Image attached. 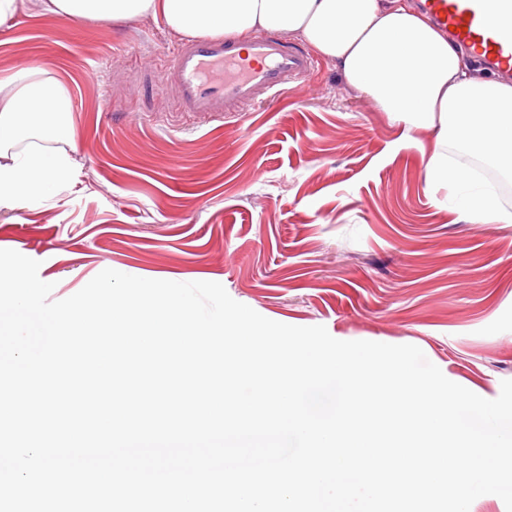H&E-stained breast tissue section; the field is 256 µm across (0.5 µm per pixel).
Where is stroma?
I'll return each instance as SVG.
<instances>
[{"instance_id": "35a3bbf8", "label": "stroma", "mask_w": 512, "mask_h": 512, "mask_svg": "<svg viewBox=\"0 0 512 512\" xmlns=\"http://www.w3.org/2000/svg\"><path fill=\"white\" fill-rule=\"evenodd\" d=\"M17 0L0 83L64 82L77 165L34 211L0 210V249L40 261L51 300L104 269L210 281L262 316L341 341L412 344L497 398L512 379V223L474 224L421 149L328 61L310 88L203 117L161 66L182 36L145 15L78 23Z\"/></svg>"}]
</instances>
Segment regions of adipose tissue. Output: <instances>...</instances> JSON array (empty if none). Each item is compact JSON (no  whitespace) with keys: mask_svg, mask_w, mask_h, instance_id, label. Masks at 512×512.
<instances>
[{"mask_svg":"<svg viewBox=\"0 0 512 512\" xmlns=\"http://www.w3.org/2000/svg\"><path fill=\"white\" fill-rule=\"evenodd\" d=\"M46 12L76 21L123 23L161 18L187 36L243 41L264 30L302 37L346 82L368 97L417 147L416 131H435L426 173L446 185L457 211L474 224H511L507 196L474 180L449 178L463 149L480 155L497 184L512 182V83L474 78L462 48L406 0H42ZM43 146H13L28 137ZM68 88L16 75L0 97V210L34 209L58 193L76 161L59 142L75 143Z\"/></svg>","mask_w":512,"mask_h":512,"instance_id":"adipose-tissue-1","label":"adipose tissue"}]
</instances>
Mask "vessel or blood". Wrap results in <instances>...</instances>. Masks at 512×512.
Segmentation results:
<instances>
[{
  "label": "vessel or blood",
  "instance_id": "b4317fda",
  "mask_svg": "<svg viewBox=\"0 0 512 512\" xmlns=\"http://www.w3.org/2000/svg\"><path fill=\"white\" fill-rule=\"evenodd\" d=\"M419 4L490 74L512 76V0ZM317 66V59L299 44L256 32L240 46L221 38L178 43L168 70L181 111L219 115L273 99L288 84L307 85Z\"/></svg>",
  "mask_w": 512,
  "mask_h": 512
}]
</instances>
